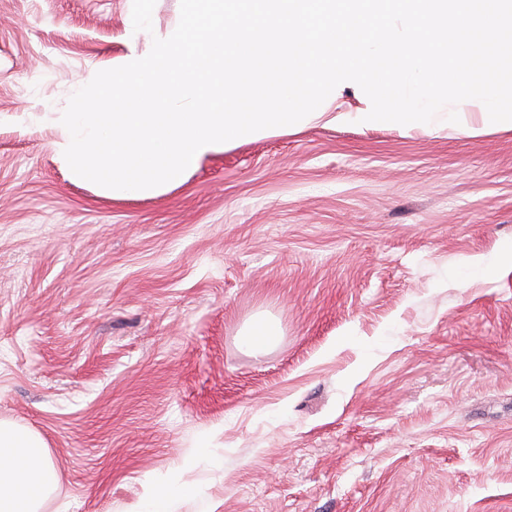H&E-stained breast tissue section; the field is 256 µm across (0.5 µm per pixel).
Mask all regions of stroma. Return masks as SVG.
<instances>
[{
	"instance_id": "stroma-1",
	"label": "stroma",
	"mask_w": 512,
	"mask_h": 512,
	"mask_svg": "<svg viewBox=\"0 0 512 512\" xmlns=\"http://www.w3.org/2000/svg\"><path fill=\"white\" fill-rule=\"evenodd\" d=\"M179 17L0 0V423L56 466L40 512H512V130L310 124L103 197L61 115ZM279 336L275 323L265 318L255 319L243 335V343L254 352H261L273 345Z\"/></svg>"
}]
</instances>
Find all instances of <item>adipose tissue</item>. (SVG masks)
Returning <instances> with one entry per match:
<instances>
[{
    "instance_id": "1",
    "label": "adipose tissue",
    "mask_w": 512,
    "mask_h": 512,
    "mask_svg": "<svg viewBox=\"0 0 512 512\" xmlns=\"http://www.w3.org/2000/svg\"><path fill=\"white\" fill-rule=\"evenodd\" d=\"M55 474L39 436L0 424V512H39Z\"/></svg>"
}]
</instances>
